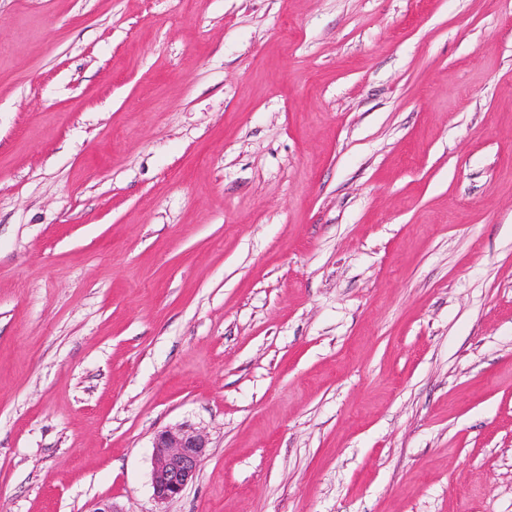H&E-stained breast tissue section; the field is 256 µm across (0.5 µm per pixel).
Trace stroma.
<instances>
[{
	"label": "stroma",
	"instance_id": "obj_1",
	"mask_svg": "<svg viewBox=\"0 0 512 512\" xmlns=\"http://www.w3.org/2000/svg\"><path fill=\"white\" fill-rule=\"evenodd\" d=\"M100 499L512 512V0H0V512ZM152 451L151 486L154 499L165 503L193 481L207 454L205 435L191 427L161 431Z\"/></svg>",
	"mask_w": 512,
	"mask_h": 512
}]
</instances>
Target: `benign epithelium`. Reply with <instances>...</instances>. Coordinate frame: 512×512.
Masks as SVG:
<instances>
[{
	"label": "benign epithelium",
	"mask_w": 512,
	"mask_h": 512,
	"mask_svg": "<svg viewBox=\"0 0 512 512\" xmlns=\"http://www.w3.org/2000/svg\"><path fill=\"white\" fill-rule=\"evenodd\" d=\"M207 454L205 435L191 427L160 432L153 444L151 486L154 499L165 503L193 481Z\"/></svg>",
	"instance_id": "benign-epithelium-1"
}]
</instances>
